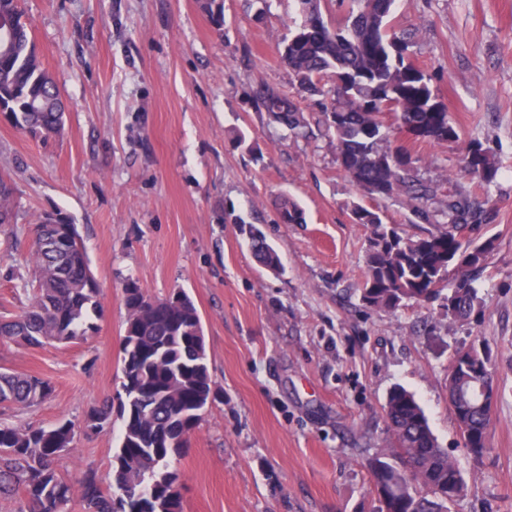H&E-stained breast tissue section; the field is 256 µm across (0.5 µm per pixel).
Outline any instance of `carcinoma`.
I'll list each match as a JSON object with an SVG mask.
<instances>
[{
	"mask_svg": "<svg viewBox=\"0 0 512 512\" xmlns=\"http://www.w3.org/2000/svg\"><path fill=\"white\" fill-rule=\"evenodd\" d=\"M300 21L281 42L279 57L292 72L297 98L261 85L254 92L266 112L294 135L307 126L299 104L319 98L324 136L350 182L380 200L400 198L424 224H443L417 238L358 201L351 204L355 224L371 228L365 253L360 300L367 307L394 312L410 303L451 302L446 316L470 320L478 311L475 284L481 279L494 240L474 241L466 233L493 220L463 190L448 193L438 206L439 187L419 178L415 159L401 143L408 133L459 151L460 172L482 184L494 183L498 165L477 141H464L448 106L431 87L430 75L407 58L410 34L391 25L396 0H296ZM212 27H224V0H198ZM13 127L46 141L64 130L60 91L36 53L31 23L18 0H0V115ZM16 188L0 172V225L18 223ZM279 220L301 224L303 211L290 197L278 199ZM42 215L31 225V303L17 315L0 316V337L21 345L63 346L84 342L100 308L99 286L83 246L63 248L59 226ZM257 262L277 269L280 259L266 238L249 237ZM460 287L443 294L450 282ZM126 319L121 342L122 393L118 407L123 428L112 460V485L103 487L87 469L76 483L65 480L56 459L71 447L76 425L51 427L0 424V497H20L19 512H68L79 499L84 512H183L180 474L173 468L183 452L184 435L194 432L216 398L198 311L183 291L179 304L155 300L133 279L123 288ZM480 366L494 376L488 358L475 346L461 350L448 370V398L463 446L475 459L489 451L492 406L464 402L458 392ZM53 385L34 374L0 368V405H39ZM112 403L92 410L83 428L109 424ZM389 442L370 462L373 486L392 512H450L466 491L456 459L441 448L415 396L393 388L384 404Z\"/></svg>",
	"mask_w": 512,
	"mask_h": 512,
	"instance_id": "cac0c4a2",
	"label": "carcinoma"
}]
</instances>
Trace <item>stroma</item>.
Instances as JSON below:
<instances>
[{
  "mask_svg": "<svg viewBox=\"0 0 512 512\" xmlns=\"http://www.w3.org/2000/svg\"><path fill=\"white\" fill-rule=\"evenodd\" d=\"M44 68L65 104L61 136L42 142L0 120V169L18 192V222L0 227V315L28 302L27 230L57 213L75 224L100 288L87 341L0 339V367L49 380L51 399L0 406V423L48 427L85 415L121 389L123 285L155 298L186 291L199 311L219 396L178 462L185 512H374L370 460L388 437L383 406L414 393L468 493L452 512H512V0H397L394 24L415 31L412 61L432 77L466 139L499 171L482 190L455 148L408 141L424 179L455 182L494 212L478 238L495 249L480 312L449 322L439 303L393 313L364 308L370 231L351 223L358 194L320 133L292 138L252 95L293 92L277 44L294 0H224L215 32L197 0H20ZM249 147H236V136ZM288 194L302 224L280 223ZM243 217L276 250L261 266L235 224ZM478 343L495 369L490 451L469 456L448 404V366ZM120 419L78 432L56 464L76 480L112 483Z\"/></svg>",
  "mask_w": 512,
  "mask_h": 512,
  "instance_id": "1",
  "label": "stroma"
}]
</instances>
